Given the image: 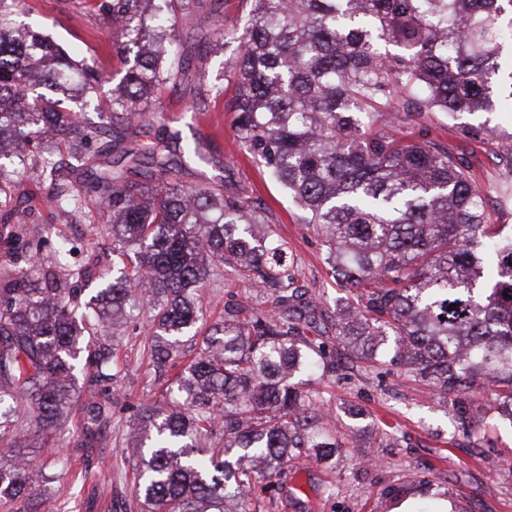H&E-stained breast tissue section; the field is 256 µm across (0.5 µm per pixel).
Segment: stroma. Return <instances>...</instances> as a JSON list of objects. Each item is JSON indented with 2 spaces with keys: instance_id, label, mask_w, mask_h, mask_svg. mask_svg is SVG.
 Instances as JSON below:
<instances>
[{
  "instance_id": "obj_1",
  "label": "stroma",
  "mask_w": 512,
  "mask_h": 512,
  "mask_svg": "<svg viewBox=\"0 0 512 512\" xmlns=\"http://www.w3.org/2000/svg\"><path fill=\"white\" fill-rule=\"evenodd\" d=\"M248 10L246 0H200L194 13L180 19L176 35L186 74L177 85L160 89L159 97L167 105L164 117L170 129L186 130L192 122L186 105H199L203 118L213 124V135L202 138L210 162L189 166L184 181L223 188L266 209L288 244L300 284L331 314L346 291L328 273L320 237L303 223L302 212L284 188L241 152L232 116L225 110L234 90L230 72L237 48L234 36L226 34L221 48L207 47L212 14L223 17L227 26L240 27ZM14 11L19 26L41 33L75 59L94 62L108 74L110 81L100 97L105 102L111 99L125 65L113 48L104 16L84 12L78 0H22ZM491 124L495 134L478 143L455 137L439 113L412 122L406 131L418 140L444 143L449 151L464 153L482 183H512V162L507 159L512 114L493 116ZM40 214L43 254H50L60 236L77 246L79 262L93 253L111 252L107 219L97 211L80 221L45 207ZM231 299L250 307L264 303L262 295L228 269L210 265L203 298L208 322L221 320ZM149 328L148 319L140 317L120 327L112 338L120 372L112 383V416L92 456L82 457L65 445L66 436L78 429L81 404L88 398L86 387L80 385L78 404L60 439L35 444L33 454L42 473L34 477L29 499L0 502V512H35L46 497L55 499L58 512H129L133 470L139 460L129 425L143 400L164 410L170 404L165 396L170 374L148 366L143 338ZM323 387L332 398L338 429L351 434L353 444L339 449L328 465L297 460L294 477L267 492L271 512H392L403 500L409 501L411 512H435L443 500L453 502L456 512H512V425L488 411L487 383L476 382L466 396L470 416L480 423L478 433L470 435L459 430L447 407L426 387L392 366L347 369L325 380ZM385 422L392 424L391 434L382 431Z\"/></svg>"
}]
</instances>
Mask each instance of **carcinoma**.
Instances as JSON below:
<instances>
[{"label": "carcinoma", "mask_w": 512, "mask_h": 512, "mask_svg": "<svg viewBox=\"0 0 512 512\" xmlns=\"http://www.w3.org/2000/svg\"><path fill=\"white\" fill-rule=\"evenodd\" d=\"M0 0V501L28 495L35 457L16 415L36 433L61 431L78 374L93 400L74 447L98 442L112 413L114 351L98 332L149 315L153 366L174 372L178 400L139 406L144 435L138 512H262L265 493L305 457L327 463L345 438L319 389L339 374L336 354L389 364L429 388L472 433L464 395L484 380L512 425V234L487 222L483 198L512 202V187L481 185L440 143L397 136L399 122L442 112L483 139V114L512 112V0H248L250 19L231 63L227 104L241 149L278 181L326 248L331 276L358 288L325 316L297 286L288 246L266 211L243 196L182 180L206 160L200 141L155 135L123 148L162 119L156 92L185 59L174 32L198 0H82L119 25L136 49L123 86L82 112L103 75L42 36L14 27ZM41 157L39 184L58 212L86 216L93 194L111 217L112 261L66 259L67 240L43 258L31 209L13 177ZM136 169L145 181L128 178ZM28 254L23 271L15 258ZM267 298V309L224 307L206 326L207 262ZM103 287L82 299L81 285ZM203 334L182 360L180 338Z\"/></svg>", "instance_id": "cac0c4a2"}]
</instances>
